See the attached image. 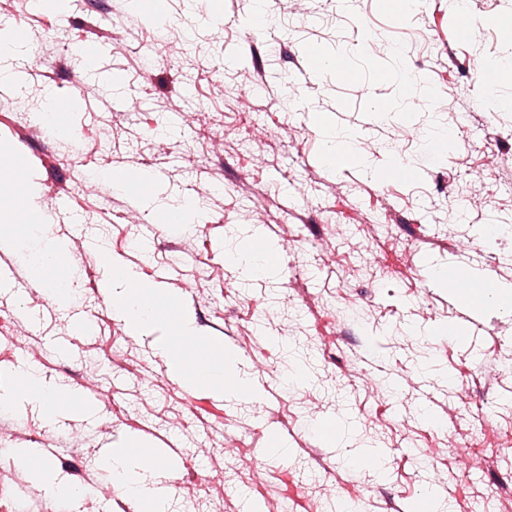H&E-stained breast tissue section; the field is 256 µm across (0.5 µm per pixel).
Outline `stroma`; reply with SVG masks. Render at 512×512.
<instances>
[{
  "label": "stroma",
  "mask_w": 512,
  "mask_h": 512,
  "mask_svg": "<svg viewBox=\"0 0 512 512\" xmlns=\"http://www.w3.org/2000/svg\"><path fill=\"white\" fill-rule=\"evenodd\" d=\"M383 2L347 0V20L318 32L336 0H297L300 35L277 22V0L259 27L250 0H0V35L27 49L0 63V144L21 163L8 188L39 210L0 245L13 276L0 329L23 340L0 348V370L80 402L52 422L35 402L0 406V483L25 512H134L138 495L115 477L144 450L167 458L143 476L151 495L184 505L193 470L204 512H265L271 498L280 512H467L492 491L512 512V457L487 453L474 470L456 454L470 424L493 432L512 416V305L480 306L465 287L483 276L512 289V235L484 232L489 215L512 220V68L479 77L512 40V0ZM173 15L196 39L171 28L155 44ZM50 94L79 101L67 135L38 132ZM173 112L181 135L158 139ZM336 127L362 149L328 157ZM118 166L153 171L151 192L84 181ZM188 200L191 238L165 221ZM440 203L464 215L444 235L424 216ZM357 235L367 251L349 249ZM465 235L478 250L450 252ZM49 249L75 277L63 303L33 275ZM119 265L223 347V389L173 371L163 324L134 333L113 316L104 287ZM241 282L261 313L225 303ZM295 337L326 368L291 385L255 372ZM229 433L243 458H225ZM44 446L46 482L84 495L39 489L21 452ZM123 446L132 456H116ZM256 462L264 482L244 485Z\"/></svg>",
  "instance_id": "35a3bbf8"
}]
</instances>
